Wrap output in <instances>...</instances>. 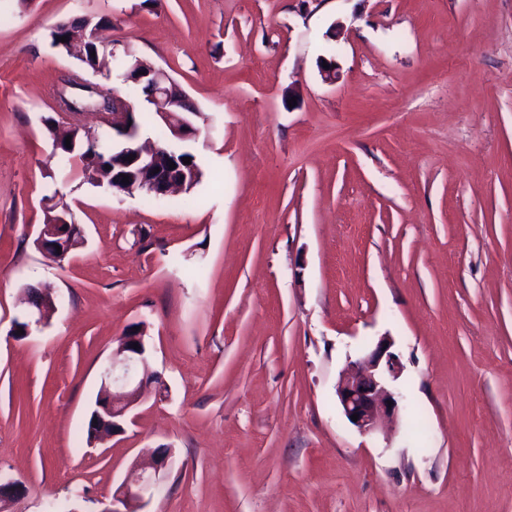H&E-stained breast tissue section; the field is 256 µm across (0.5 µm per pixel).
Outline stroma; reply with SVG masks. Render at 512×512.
Wrapping results in <instances>:
<instances>
[{
  "label": "stroma",
  "instance_id": "1",
  "mask_svg": "<svg viewBox=\"0 0 512 512\" xmlns=\"http://www.w3.org/2000/svg\"><path fill=\"white\" fill-rule=\"evenodd\" d=\"M192 99L203 171L160 200L50 162L77 16ZM85 230L35 246L46 196ZM57 309L12 334L24 288ZM139 329L163 388L88 442ZM389 337L396 422L336 385ZM512 512V0H0V476L11 512ZM166 451H159L147 460L136 462L129 476L121 483L112 496V509L103 512H136L134 508L168 463ZM118 506H122L123 510Z\"/></svg>",
  "mask_w": 512,
  "mask_h": 512
}]
</instances>
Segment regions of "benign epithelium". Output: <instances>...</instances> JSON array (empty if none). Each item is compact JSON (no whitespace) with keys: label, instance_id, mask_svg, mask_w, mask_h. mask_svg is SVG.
<instances>
[{"label":"benign epithelium","instance_id":"1","mask_svg":"<svg viewBox=\"0 0 512 512\" xmlns=\"http://www.w3.org/2000/svg\"><path fill=\"white\" fill-rule=\"evenodd\" d=\"M150 73L154 74L155 85L150 106L168 126L173 137L186 138L192 133L193 127L188 118L178 115L183 103L180 98L182 90L165 71L153 68ZM112 130L132 143L140 134V129L130 122L126 112L112 113ZM136 161L140 162L143 173L152 176L150 185L158 193L166 195L181 188V185L170 179L153 177L154 159L151 151L138 152ZM56 228L55 224L42 225L37 244L46 254L51 249L61 248V253L53 256V259L61 261L70 254L73 246L62 241L55 245L49 243V240L58 237ZM34 293L40 295V298L34 301L26 298L28 308L19 317V320L26 323L25 331L21 334L23 338L31 334L32 327L42 326L46 313L53 309L45 300V297L53 293L51 286L40 284L34 288ZM134 344L138 348H132ZM392 346L389 338H381L366 358L342 372L339 377L336 386L338 401L346 418L358 415V420L352 422V425L361 432H370L383 420L394 419L399 414L401 396L388 388V380L397 379L400 372V361L391 351ZM147 368L148 351L143 336L137 334L123 337L112 352V362L103 371V387L96 404L94 419L97 424L109 427V432L103 434L101 439L105 440L123 432L124 424L147 386L162 385L161 378L148 373ZM168 459V454L160 451L147 460L136 462L129 476L113 493L112 508L103 512H135L143 493L153 485L156 476L167 466ZM19 490L18 482L0 478V512H9Z\"/></svg>","mask_w":512,"mask_h":512}]
</instances>
